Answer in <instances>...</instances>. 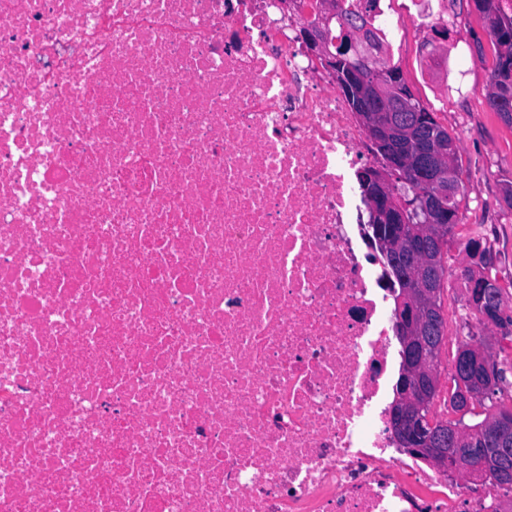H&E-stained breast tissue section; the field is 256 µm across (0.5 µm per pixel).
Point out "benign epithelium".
<instances>
[{
    "label": "benign epithelium",
    "mask_w": 512,
    "mask_h": 512,
    "mask_svg": "<svg viewBox=\"0 0 512 512\" xmlns=\"http://www.w3.org/2000/svg\"><path fill=\"white\" fill-rule=\"evenodd\" d=\"M306 40L310 55L321 60L323 66L336 79L337 86L361 82L369 92L359 94L365 114L361 120L368 140L375 147L390 154V164L394 167L403 164V169L411 175L421 190L408 196H398L392 192L389 181L379 171H370L364 178L365 196L369 203L371 221L376 232L387 228L399 234L398 225L408 222V216L422 214L426 224H445L446 212L436 209L437 201H450L455 188L443 174L441 157L426 141L415 142L413 157L405 159L390 153L391 136L405 125L396 113L387 110L390 102L406 97L403 75L392 70H384L377 78L367 81L362 73L352 70L349 73L336 69V61L350 55L361 56L365 42L362 31L348 34V39L329 41L326 28L317 23L306 25L301 32ZM334 44L340 53H328V44ZM392 260L391 274L403 281L416 280L421 274L417 261V250L406 244L393 245L390 239H379ZM432 294L424 288L401 290L395 310V323L402 345L403 368L395 387L396 397L391 416L394 420L393 435L408 453L434 463L445 472H452L470 480L495 465L497 457L512 456V419L501 418L490 429L469 430L461 427L445 434V425L438 423L429 413L432 394L440 388L436 371L432 370L429 359L418 349L417 328L424 306L430 303ZM483 321L488 329H500L507 325L506 310L495 297L483 295ZM492 357L479 347L464 349L454 370L459 387L448 389V403L454 405L458 416L471 411L474 401L486 390L485 379L478 377L482 369L492 374Z\"/></svg>",
    "instance_id": "7a95c632"
}]
</instances>
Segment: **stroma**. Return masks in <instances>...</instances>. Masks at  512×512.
Masks as SVG:
<instances>
[{"label":"stroma","instance_id":"stroma-1","mask_svg":"<svg viewBox=\"0 0 512 512\" xmlns=\"http://www.w3.org/2000/svg\"><path fill=\"white\" fill-rule=\"evenodd\" d=\"M392 8L398 19V49L390 53V63L400 68L417 100L424 103L432 97L421 78L419 58L430 59L443 51L449 58H462L464 63L460 91L449 96L447 105L433 107L437 122L459 140L457 165L463 182L443 294L448 341L441 351L439 374L445 382L453 373L457 339L468 332V324L460 315L466 310L468 297V283L462 271L472 263L464 250L472 225H482V233L497 255L493 276L503 286L512 282V207L503 197L505 185L512 184V127L505 125L485 102L490 66L478 61L474 42L486 39L487 34L473 0H454L457 25L449 27L447 38L434 35L426 43L418 39L413 26L404 19L400 0H394Z\"/></svg>","mask_w":512,"mask_h":512}]
</instances>
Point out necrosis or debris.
Listing matches in <instances>:
<instances>
[{
    "instance_id": "1",
    "label": "necrosis or debris",
    "mask_w": 512,
    "mask_h": 512,
    "mask_svg": "<svg viewBox=\"0 0 512 512\" xmlns=\"http://www.w3.org/2000/svg\"><path fill=\"white\" fill-rule=\"evenodd\" d=\"M301 2L0 0V512H495L392 438L375 158Z\"/></svg>"
}]
</instances>
